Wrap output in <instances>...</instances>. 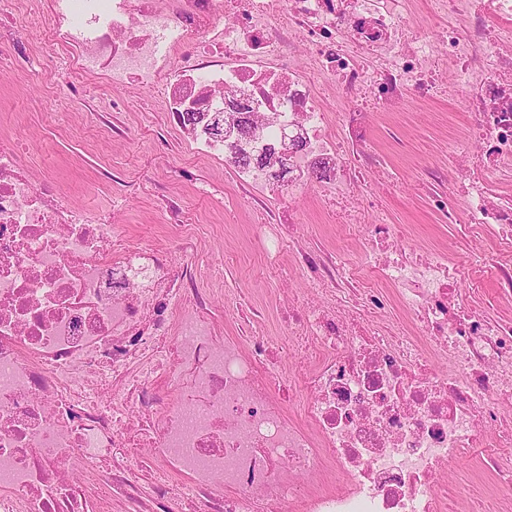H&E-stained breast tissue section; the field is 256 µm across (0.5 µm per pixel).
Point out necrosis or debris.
I'll return each mask as SVG.
<instances>
[{
	"label": "necrosis or debris",
	"mask_w": 512,
	"mask_h": 512,
	"mask_svg": "<svg viewBox=\"0 0 512 512\" xmlns=\"http://www.w3.org/2000/svg\"><path fill=\"white\" fill-rule=\"evenodd\" d=\"M25 11L41 46L1 21L0 44L27 81L152 90L194 155L232 162L240 207L274 195L275 223H292L315 193L328 221L371 231L358 269L253 225L264 264L306 289L282 300L274 335L258 309L219 297L222 274L203 271L194 237L132 247L111 213L37 183L0 131V512H446L443 476L480 450L512 487V316L459 290L488 275L494 303L512 301V186L496 179L512 166V0H434L425 27L409 0ZM450 74L480 149L421 177L475 243L467 265L369 220L381 166L369 112L429 100ZM238 112L274 163L237 161V138L206 132Z\"/></svg>",
	"instance_id": "1"
}]
</instances>
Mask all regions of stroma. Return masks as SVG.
Returning a JSON list of instances; mask_svg holds the SVG:
<instances>
[{
	"mask_svg": "<svg viewBox=\"0 0 512 512\" xmlns=\"http://www.w3.org/2000/svg\"><path fill=\"white\" fill-rule=\"evenodd\" d=\"M0 83L5 86L0 92V130L28 144L27 164L37 182L51 183L88 213L111 211L115 224L135 247H174L171 218L164 206L165 200H174L195 217L188 230L201 242L204 266L223 269L224 287L237 289L246 302L271 305L278 285L261 273L249 232L251 217L243 214L226 222L223 212L198 192L200 182L207 180L219 186L225 197H232L231 172L193 156L180 133L160 121L151 91L124 94L122 111L106 112L98 135L87 137L79 131L85 115L77 102L56 105L51 84L33 86L10 72L0 74ZM468 119L467 104L450 92L429 103L410 99L399 111L370 117L372 134H379L392 120L405 127L409 140L405 152L389 156L398 184L383 197L382 218L416 247L441 246L452 257L466 252V242L431 209L428 193L417 185L415 176L423 165L453 156ZM116 124L122 126L124 136L113 135ZM169 164L184 167V181H169L165 174ZM230 250L239 252L241 260L228 266L224 254Z\"/></svg>",
	"mask_w": 512,
	"mask_h": 512,
	"instance_id": "stroma-1",
	"label": "stroma"
}]
</instances>
